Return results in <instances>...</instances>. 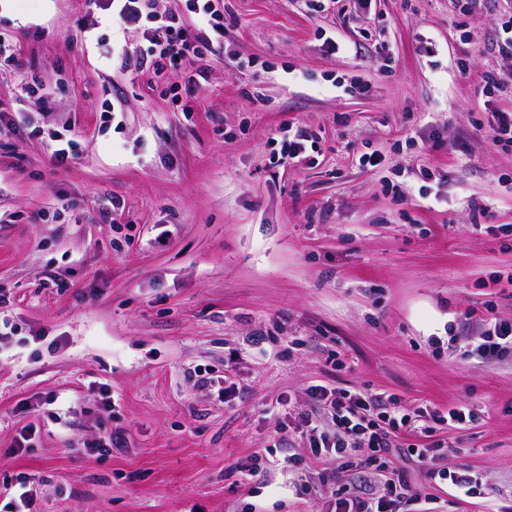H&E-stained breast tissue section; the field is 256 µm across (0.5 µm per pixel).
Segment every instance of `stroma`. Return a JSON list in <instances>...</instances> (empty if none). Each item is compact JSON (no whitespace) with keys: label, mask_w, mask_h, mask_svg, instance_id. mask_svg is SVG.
<instances>
[{"label":"stroma","mask_w":512,"mask_h":512,"mask_svg":"<svg viewBox=\"0 0 512 512\" xmlns=\"http://www.w3.org/2000/svg\"><path fill=\"white\" fill-rule=\"evenodd\" d=\"M94 9L0 0V37L50 94L24 107L0 72V508L23 474L40 512H330L353 470L297 433L273 447L277 427L328 419L309 397L321 384L468 405L443 457L481 476L480 495L393 465L420 512H512V354H462L480 332L466 311L512 320V151L487 124L512 99L482 93L485 72L512 76L491 49L512 0L464 17L451 0H335L318 16L224 0L188 112L123 68L141 30L86 32ZM327 32L349 50L328 53ZM289 124L310 144L287 161ZM65 128L79 147L59 165L48 135ZM374 150L380 164L359 166ZM112 432L122 447L90 451Z\"/></svg>","instance_id":"35a3bbf8"}]
</instances>
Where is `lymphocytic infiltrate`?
Wrapping results in <instances>:
<instances>
[{
  "label": "lymphocytic infiltrate",
  "instance_id": "lymphocytic-infiltrate-1",
  "mask_svg": "<svg viewBox=\"0 0 512 512\" xmlns=\"http://www.w3.org/2000/svg\"><path fill=\"white\" fill-rule=\"evenodd\" d=\"M149 2L94 0L98 13L90 17L86 28L91 31L115 20L142 30L146 46L133 61L135 69H151L161 80L169 70H183L189 75V84L198 85L206 76L214 37L224 34L223 0H184L182 11L167 14L155 13ZM465 317L477 319L482 326L480 336L474 339V353L493 357L512 352V322L473 310ZM309 395L331 416L327 425L309 415L297 423L313 456L335 461L342 469L358 465L366 474L365 489L337 494L333 512H411L418 495L405 472L388 468L389 456L396 448L421 466L430 482L449 483L468 497L479 494V475L441 465L445 441L436 435L437 429L471 423L474 414L467 407L445 411L421 408L408 414L392 394L315 385Z\"/></svg>",
  "mask_w": 512,
  "mask_h": 512
}]
</instances>
